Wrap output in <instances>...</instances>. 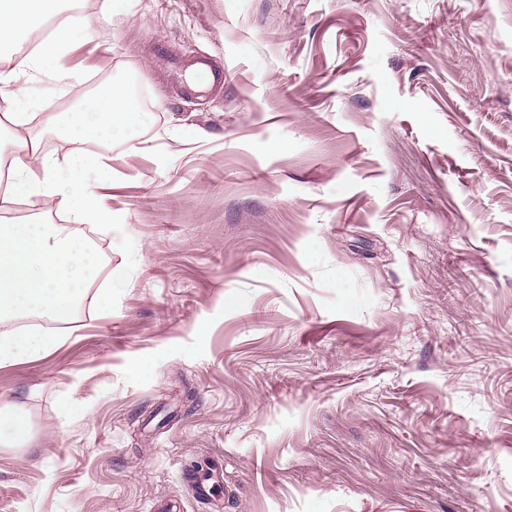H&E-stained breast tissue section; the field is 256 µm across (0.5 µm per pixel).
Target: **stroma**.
<instances>
[{
  "instance_id": "35a3bbf8",
  "label": "stroma",
  "mask_w": 512,
  "mask_h": 512,
  "mask_svg": "<svg viewBox=\"0 0 512 512\" xmlns=\"http://www.w3.org/2000/svg\"><path fill=\"white\" fill-rule=\"evenodd\" d=\"M101 5L64 64L143 121L112 134L111 228L75 225L100 286L0 367L30 427L0 512H512V0ZM161 46L223 87L184 95ZM32 82L1 133L105 149Z\"/></svg>"
}]
</instances>
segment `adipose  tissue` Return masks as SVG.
<instances>
[{"mask_svg":"<svg viewBox=\"0 0 512 512\" xmlns=\"http://www.w3.org/2000/svg\"><path fill=\"white\" fill-rule=\"evenodd\" d=\"M58 0H0V47L13 40L19 30H40L46 20L56 15ZM70 43L61 37L51 38L29 53L11 55V68L0 70V97L6 99L12 110L9 122L25 126L31 110L43 107L44 101L28 85L19 81L20 73L40 68L52 62L57 66L55 78L69 84L72 72L62 68L61 60L70 53ZM142 121L141 112L125 90L117 85L104 89L98 112L86 114L78 110L56 116L57 130L75 141L96 140L111 142L114 130L134 127ZM9 156L10 168L4 186L5 195L31 203L49 200L59 210L72 213L81 224H111L112 212L102 196L93 189V182L109 169V158L96 153L73 160L68 169H61L57 161L42 152L39 142L32 138L16 137L0 141V157Z\"/></svg>","mask_w":512,"mask_h":512,"instance_id":"obj_1","label":"adipose tissue"}]
</instances>
